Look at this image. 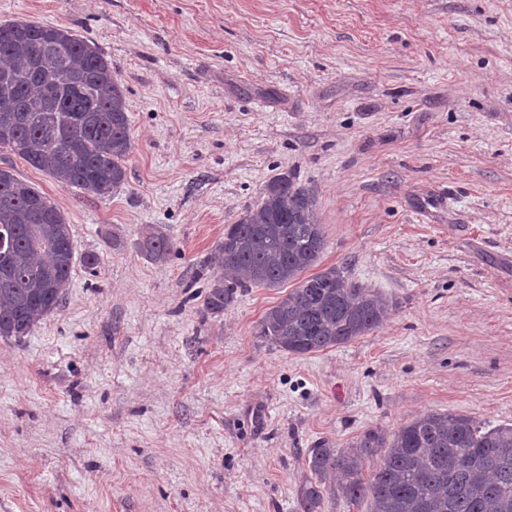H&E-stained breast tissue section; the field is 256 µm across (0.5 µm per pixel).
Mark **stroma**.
I'll use <instances>...</instances> for the list:
<instances>
[{
  "label": "stroma",
  "mask_w": 512,
  "mask_h": 512,
  "mask_svg": "<svg viewBox=\"0 0 512 512\" xmlns=\"http://www.w3.org/2000/svg\"><path fill=\"white\" fill-rule=\"evenodd\" d=\"M12 20L100 49L134 149L104 198L0 150L101 259L0 339V512H302L318 443L512 423V0H0ZM282 173L316 196L320 268L397 303L304 356L258 334L289 285L211 317L193 279ZM154 226L163 265L138 248Z\"/></svg>",
  "instance_id": "35a3bbf8"
}]
</instances>
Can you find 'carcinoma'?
Here are the masks:
<instances>
[{
	"label": "carcinoma",
	"instance_id": "1",
	"mask_svg": "<svg viewBox=\"0 0 512 512\" xmlns=\"http://www.w3.org/2000/svg\"><path fill=\"white\" fill-rule=\"evenodd\" d=\"M0 148L61 187L105 197L126 184L132 152L122 84L93 43L67 28L32 21L0 24ZM314 193L280 174L259 201L224 229L214 256L199 261L204 312L220 316L240 288H277L316 266L325 247ZM0 339L21 341L58 310L75 265L71 226L35 185L0 167ZM154 263L172 243L159 228L138 242ZM396 303L329 267L299 282L264 313L259 336L307 355L378 329ZM312 477L300 490L303 512L325 496L371 512H512V425L483 427L473 417L432 412L388 434L365 431L343 448L307 452ZM373 461L364 479L367 461Z\"/></svg>",
	"mask_w": 512,
	"mask_h": 512
}]
</instances>
